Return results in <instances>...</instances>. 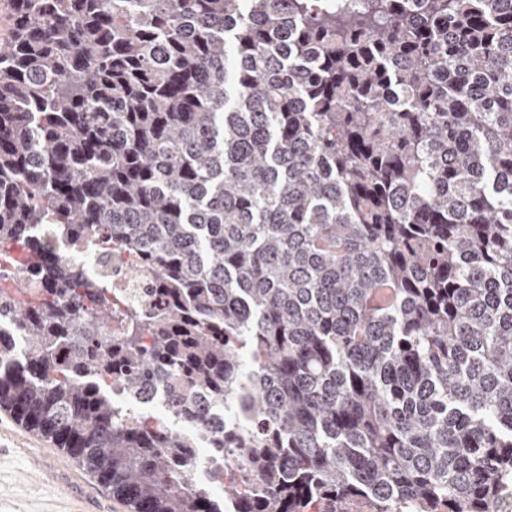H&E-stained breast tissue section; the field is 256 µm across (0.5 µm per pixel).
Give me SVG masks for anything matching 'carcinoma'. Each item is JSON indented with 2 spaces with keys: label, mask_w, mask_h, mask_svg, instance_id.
I'll return each mask as SVG.
<instances>
[{
  "label": "carcinoma",
  "mask_w": 512,
  "mask_h": 512,
  "mask_svg": "<svg viewBox=\"0 0 512 512\" xmlns=\"http://www.w3.org/2000/svg\"><path fill=\"white\" fill-rule=\"evenodd\" d=\"M2 8L1 409L134 512L512 503V0ZM52 246L54 250L61 256L67 257L70 259H79L85 264H90V266L97 270L99 268V260L101 259L102 253L88 252L85 250H73L72 243L68 240H52Z\"/></svg>",
  "instance_id": "carcinoma-1"
}]
</instances>
